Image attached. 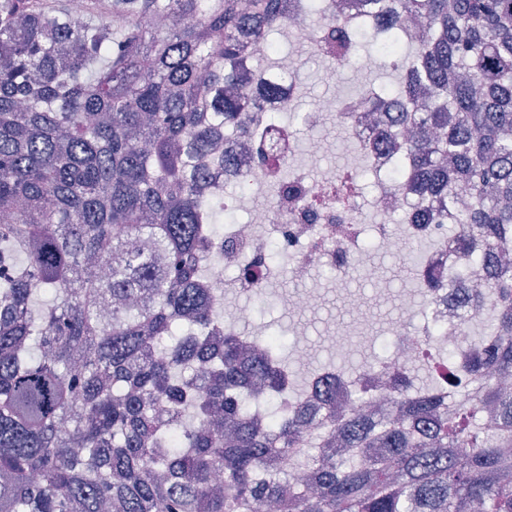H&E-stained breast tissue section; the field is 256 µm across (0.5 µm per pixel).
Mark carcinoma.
Listing matches in <instances>:
<instances>
[{
  "instance_id": "carcinoma-1",
  "label": "carcinoma",
  "mask_w": 512,
  "mask_h": 512,
  "mask_svg": "<svg viewBox=\"0 0 512 512\" xmlns=\"http://www.w3.org/2000/svg\"><path fill=\"white\" fill-rule=\"evenodd\" d=\"M290 2L0 0V512H512V0H362L381 50L419 22L398 89L359 97L416 223L455 209L485 257L448 273L483 283L482 332L396 417L337 410L329 374L307 414L279 339L224 333L202 275L224 131L256 145L277 88L247 72ZM307 8L317 47L336 18ZM254 388L283 401L258 418Z\"/></svg>"
}]
</instances>
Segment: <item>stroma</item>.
<instances>
[{
	"instance_id": "stroma-1",
	"label": "stroma",
	"mask_w": 512,
	"mask_h": 512,
	"mask_svg": "<svg viewBox=\"0 0 512 512\" xmlns=\"http://www.w3.org/2000/svg\"><path fill=\"white\" fill-rule=\"evenodd\" d=\"M296 67L300 76V87L295 106L298 111H307L314 98L324 94H335L338 99L354 98L368 89L397 82V76L388 70L375 73L368 72L362 61H355L344 69L339 84L329 85L326 72L331 68V61L321 58L311 46L294 48ZM295 136L301 148L294 160L295 166L327 178H336L344 172L360 169L363 157L360 152L345 149L346 132L333 121L309 128L296 125ZM318 138L325 142L326 150L320 156H311L306 148L310 139ZM374 260L378 274L387 280L389 286L381 290L372 287L355 271L344 278H334L330 273L318 271L304 284L305 292L315 298L310 311L303 314L301 323L309 336L308 344L313 347L319 361L325 362L336 355L337 347H344L346 367H355L368 357L367 349L361 348L359 338L363 327L356 318L349 302L359 299L367 303L369 309L376 313L378 323H386L404 305L400 300L402 293L412 289L413 284L403 266L402 259L389 256L382 251H375ZM295 283L282 278L267 286L266 302L259 313L260 320L266 325L270 334L278 336L283 343H291V320L277 306L280 292L295 290ZM325 336L335 337L337 347L322 344Z\"/></svg>"
}]
</instances>
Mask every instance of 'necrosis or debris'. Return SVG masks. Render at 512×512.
<instances>
[{
	"label": "necrosis or debris",
	"instance_id": "necrosis-or-debris-1",
	"mask_svg": "<svg viewBox=\"0 0 512 512\" xmlns=\"http://www.w3.org/2000/svg\"><path fill=\"white\" fill-rule=\"evenodd\" d=\"M329 116L345 128L348 144L367 149L374 175L372 189L367 193L353 192L340 210L333 199L332 181L302 170L290 171L287 188L273 198L271 205L254 208L248 223H225L223 233L215 239L222 267H246L252 272L251 277L238 279L240 294H254L278 275V268L265 259L266 247L272 241L288 252V276L296 282L307 280L313 270L321 267L337 277L355 270L376 287H384L365 246L370 233L388 253L396 257L404 254L406 238L393 231L387 219L395 213L412 217L418 198L393 181L391 174L398 166L397 158L377 148L378 133L373 126L364 121L361 113H345L343 102L336 98L317 99L304 113L303 122L314 127ZM312 200L321 202L322 207L316 219L309 220L303 209ZM412 230L415 237L437 240L436 247L418 262L420 281L447 279L449 265L460 262L462 257L459 244L448 237L447 225L416 224ZM455 319V311L441 298L429 300L424 310L401 312L390 320L386 328L390 344L376 369L394 373L396 381L393 387L374 393L372 409L389 408L399 391H413L412 370L420 359L435 364L439 350L453 355L465 350Z\"/></svg>",
	"mask_w": 512,
	"mask_h": 512
}]
</instances>
